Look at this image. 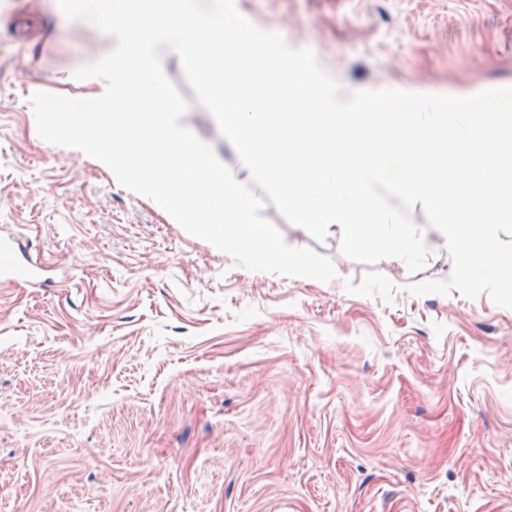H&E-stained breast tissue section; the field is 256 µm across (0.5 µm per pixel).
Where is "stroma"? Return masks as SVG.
I'll return each mask as SVG.
<instances>
[{
    "instance_id": "35a3bbf8",
    "label": "stroma",
    "mask_w": 512,
    "mask_h": 512,
    "mask_svg": "<svg viewBox=\"0 0 512 512\" xmlns=\"http://www.w3.org/2000/svg\"><path fill=\"white\" fill-rule=\"evenodd\" d=\"M356 89L512 87V0H235ZM111 43L0 0V226L46 288L0 284V512H512V309L344 256L272 203L327 283L262 276L42 140L30 97L86 99ZM189 130L218 138L179 60Z\"/></svg>"
}]
</instances>
